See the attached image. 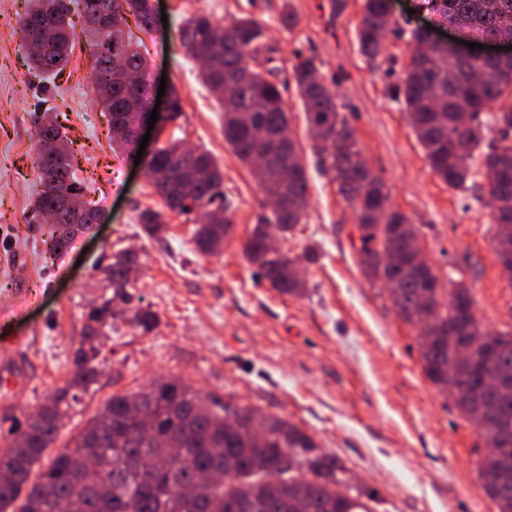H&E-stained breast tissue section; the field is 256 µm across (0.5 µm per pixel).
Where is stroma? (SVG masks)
<instances>
[{
    "mask_svg": "<svg viewBox=\"0 0 512 512\" xmlns=\"http://www.w3.org/2000/svg\"><path fill=\"white\" fill-rule=\"evenodd\" d=\"M151 4L164 7L166 21L145 32L133 20L129 29L141 41L152 83L181 98V118L166 123L162 135L214 156L233 230L220 254L200 253L195 215L165 211L145 166L113 148L84 42H76L62 75H39L19 31L24 0H0V347L11 349L0 356V431L68 380L88 308L112 295L98 267L132 248L140 253L133 303L156 311L159 324L145 336L128 315L117 316L96 344L98 381L79 393L57 447L72 445L112 394L177 376L205 397L251 405L306 430L377 493L378 512H498L479 477L481 435L426 377L416 331L384 285L362 272L354 215L307 150L293 77L295 51L319 58L391 207L418 228L440 281L464 280L482 326L511 330L512 283L493 247L490 211L433 172L398 98L413 49L407 32L424 16L413 13V0H393L404 33L388 35L385 53L371 60L356 43L362 0H293L299 23L290 32L278 23L281 0ZM196 14L220 26L250 15L268 29L290 128L306 150L308 206L284 243L293 257L316 251V261L302 265L304 295L269 288L243 256L264 195L225 145L224 114L178 40L179 24ZM48 112L73 141L76 174L100 213L60 257L47 252V225L33 211L41 190L35 129ZM147 208L165 213L161 239L141 231L138 215Z\"/></svg>",
    "mask_w": 512,
    "mask_h": 512,
    "instance_id": "1",
    "label": "stroma"
}]
</instances>
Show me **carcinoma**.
I'll return each mask as SVG.
<instances>
[{
  "label": "carcinoma",
  "mask_w": 512,
  "mask_h": 512,
  "mask_svg": "<svg viewBox=\"0 0 512 512\" xmlns=\"http://www.w3.org/2000/svg\"><path fill=\"white\" fill-rule=\"evenodd\" d=\"M21 17L22 40L29 48L31 67L58 74L67 65L75 40L82 38L91 62L93 92L106 94L112 120L120 123L129 104L149 99L147 60L140 43L124 29L112 24L96 26L84 15L91 0H73L82 7L81 31L70 18L71 9L54 7L55 0H25ZM438 19L458 24L468 39L511 38L512 0H426ZM127 20L131 13L140 27L154 25L149 0H105ZM279 23L291 31L298 24L292 0H282ZM210 17L184 19L178 39L193 58L211 54V64L200 70L203 83L224 111V143L251 168L264 194L278 198L271 215L262 216L243 246L247 261L269 287L285 295L300 296L306 283L297 274V259L267 246L268 227H277L288 238L304 216L308 180L301 150L294 139L282 142L279 131L289 125L288 109L278 84L270 79L274 68L268 56L264 24L240 17L224 26ZM396 32V21L386 0H364L357 29L360 52L375 59L385 49V38ZM472 60L453 52L436 55L428 62L411 56L399 94L423 145L432 170L456 189L486 180V205L492 223L512 225V145L500 146L497 136L512 130V59L491 66L493 78L483 83H462L448 88V73L465 72ZM294 77L303 101L308 127L313 132L312 153L321 172L336 183L349 203L360 236V264L364 274L376 281L395 280L399 297L394 305L400 316L416 326L432 318L454 327L451 335L436 336L420 344L423 368L436 386L448 382V365L456 363L460 346L470 358L457 363L462 389L453 396L455 405L472 417L478 403L486 400L488 385L483 374L488 366L512 371V331L490 333L471 313L472 300L464 281L441 287L432 267L414 264L418 229L388 205L381 178L369 166L354 127L342 113L336 94L325 84L319 60L313 55L295 56ZM466 113L470 123H457ZM496 137L485 141V133ZM34 160L43 190L34 201L43 212L82 188L73 173V150L68 138L47 115L36 131ZM269 150L265 167L258 168V148ZM152 186L166 208L180 214L195 211L221 212V219L199 224L194 231L197 249L216 254L232 229L230 206L224 197V174L206 151L186 150L177 140L158 147L146 162ZM89 214L59 212V223L49 226L45 244L50 253L64 254L75 237L72 226L92 223ZM138 221L146 233L166 231L164 214L155 209L141 211ZM389 251L400 256L394 266L383 265L379 255ZM136 252L122 250L101 267L112 288V297L93 306L85 315L83 339L74 352V370L37 413L0 433V512H224V502L243 503L241 512H378L377 493L355 488L345 500L336 497V483L349 472L336 455L322 451L307 431L285 418L266 415V432L256 438L248 428L253 407L231 401L209 403L179 377L156 380L137 392L151 417L142 423L131 410L132 394H114L104 409L87 422L75 447L55 454L46 468L31 479L34 466L56 441L59 422L77 400V392L97 380L95 342L112 328L116 305L132 300L127 271L138 265ZM132 324L143 334L159 322L148 307L133 309ZM240 422L239 430L224 432V416ZM174 439L183 448L180 459L163 453L159 443ZM301 462L299 473L280 486L264 480L256 468L260 463L276 468L284 454ZM231 467V482L198 479L203 471L224 472ZM497 504L498 512H512V482L483 485Z\"/></svg>",
  "instance_id": "1"
}]
</instances>
